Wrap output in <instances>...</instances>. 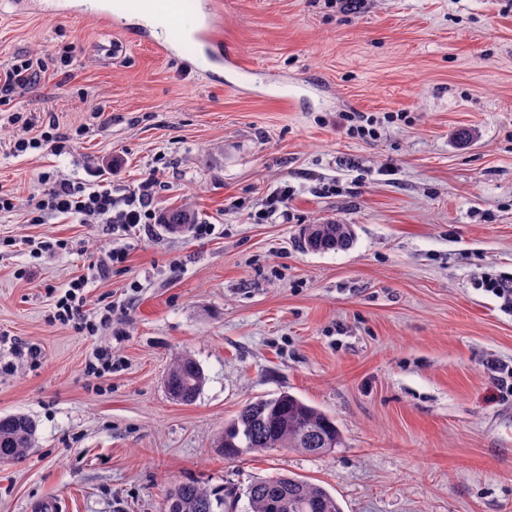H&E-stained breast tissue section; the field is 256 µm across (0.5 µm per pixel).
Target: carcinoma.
Masks as SVG:
<instances>
[{"label": "carcinoma", "mask_w": 512, "mask_h": 512, "mask_svg": "<svg viewBox=\"0 0 512 512\" xmlns=\"http://www.w3.org/2000/svg\"><path fill=\"white\" fill-rule=\"evenodd\" d=\"M171 233L196 224L194 212L186 204L171 207L161 216ZM305 229L314 233L313 247L320 252L349 246L348 224L322 222ZM205 375L194 359L183 356L168 368L164 388L169 397L183 404L200 395ZM36 423L29 416L15 413L0 417V462L19 461L35 447ZM344 438L333 418L294 395L247 402L236 417L224 426L217 447L224 458L234 460L243 454L271 450H296L318 454L323 448H340ZM250 512H341L336 498L322 485L290 475L253 482L248 488ZM230 493L219 494L196 482H182L166 496L172 512H228Z\"/></svg>", "instance_id": "obj_1"}]
</instances>
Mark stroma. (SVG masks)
I'll return each instance as SVG.
<instances>
[{
    "label": "stroma",
    "instance_id": "35a3bbf8",
    "mask_svg": "<svg viewBox=\"0 0 512 512\" xmlns=\"http://www.w3.org/2000/svg\"><path fill=\"white\" fill-rule=\"evenodd\" d=\"M214 70L201 45L155 51L120 0L117 28L85 5L0 14V73L68 48L70 66L0 103V416L37 423L0 462V512L54 497L67 512H161L194 481L238 495L276 475L323 485L343 512H512V0H222ZM101 107L95 118L93 107ZM370 118L351 133L345 114ZM80 132L56 155L17 154L23 119ZM111 188L148 178L158 211L192 203L211 235L113 233L83 216L31 221L40 176ZM283 201L269 209L274 196ZM351 225L344 250L301 247V226ZM126 252L106 275L104 245ZM86 278L95 333L53 321ZM113 367L89 376L102 344ZM188 354L190 405L163 379ZM288 392L335 419L344 447L225 459L215 442L249 400ZM204 383L205 375L202 369L189 356L176 359L169 366L164 378V388L169 397L186 405L197 399Z\"/></svg>",
    "mask_w": 512,
    "mask_h": 512
}]
</instances>
